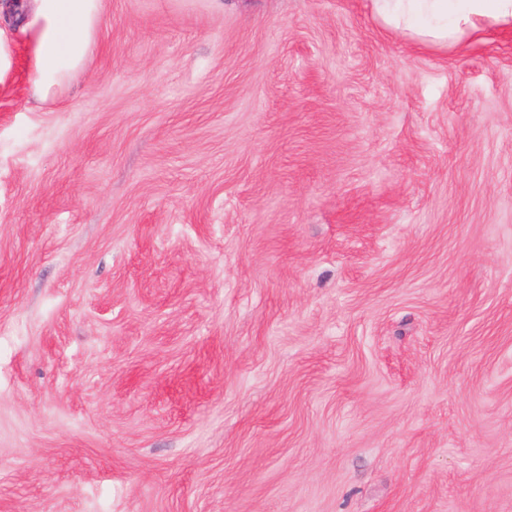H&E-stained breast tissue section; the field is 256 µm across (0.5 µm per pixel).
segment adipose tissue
<instances>
[{"mask_svg":"<svg viewBox=\"0 0 512 512\" xmlns=\"http://www.w3.org/2000/svg\"><path fill=\"white\" fill-rule=\"evenodd\" d=\"M387 29L422 45L447 44L468 32L512 26V0H371ZM23 23L32 47L29 96L45 101L65 92L97 43L104 0H0V16Z\"/></svg>","mask_w":512,"mask_h":512,"instance_id":"adipose-tissue-1","label":"adipose tissue"}]
</instances>
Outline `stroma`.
I'll return each mask as SVG.
<instances>
[{"label": "stroma", "instance_id": "35a3bbf8", "mask_svg": "<svg viewBox=\"0 0 512 512\" xmlns=\"http://www.w3.org/2000/svg\"><path fill=\"white\" fill-rule=\"evenodd\" d=\"M0 77V512H512V28L105 0ZM0 19L23 22L32 47L34 78L29 96L46 101L65 92L97 43L104 0H2Z\"/></svg>", "mask_w": 512, "mask_h": 512}]
</instances>
